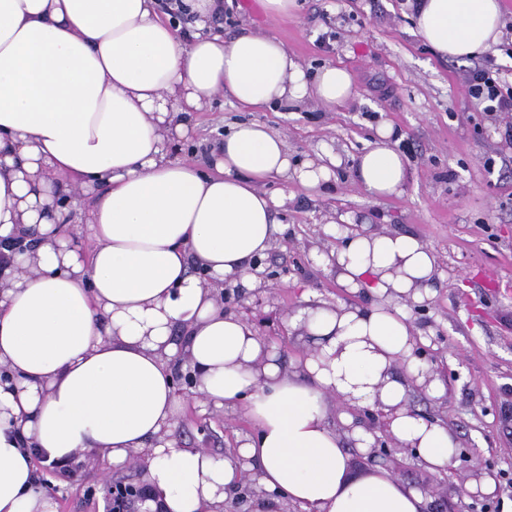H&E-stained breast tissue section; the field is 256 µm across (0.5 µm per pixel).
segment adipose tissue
<instances>
[{
    "label": "adipose tissue",
    "mask_w": 512,
    "mask_h": 512,
    "mask_svg": "<svg viewBox=\"0 0 512 512\" xmlns=\"http://www.w3.org/2000/svg\"><path fill=\"white\" fill-rule=\"evenodd\" d=\"M183 5L193 18L184 32L158 0H0V237L23 226L41 237L34 257L0 258V365L17 378L14 390L0 386V512H56L37 488L36 460L80 451L115 466L142 452L155 512L233 501L246 460L264 491L252 512H426L423 495L381 467L351 476L352 452L366 453L373 436L359 425L341 436L330 414L336 399L381 407L387 435L428 471L447 470L455 433L409 409L412 393L445 391L437 366L418 374L422 336L409 315L432 295L433 248L411 234L352 232L326 264L371 303L302 310L291 325L318 349L284 361L191 265L260 287L253 262L283 235L276 213L289 201L261 183L286 177L316 192L329 166L321 156L292 164L284 137L260 122L226 133L209 171L167 150L168 137L188 133L180 115L215 97L255 112L312 100L332 110L352 96V78L329 64L308 80L273 36L225 37L214 28L224 0ZM410 9L417 34L446 59L478 57L502 36L501 0H412ZM392 136L381 124L356 160L357 183L374 199L405 190ZM63 183L95 193L64 247ZM179 353L198 370L204 401L250 420L238 448L180 445Z\"/></svg>",
    "instance_id": "obj_1"
}]
</instances>
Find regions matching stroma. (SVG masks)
I'll return each instance as SVG.
<instances>
[{
    "label": "stroma",
    "mask_w": 512,
    "mask_h": 512,
    "mask_svg": "<svg viewBox=\"0 0 512 512\" xmlns=\"http://www.w3.org/2000/svg\"><path fill=\"white\" fill-rule=\"evenodd\" d=\"M244 29L287 42L308 75L330 63L344 67L354 94L332 111L310 102L293 112H252L219 97L185 116V158H208L233 126L257 121L284 135L293 162L323 151L336 159L326 192L285 178L266 184L267 193L293 196L277 212L287 231L262 260V286L241 289L230 311L292 359L315 344L288 325L300 309L367 301L340 288L324 262L341 240L328 221L424 240L436 253L438 278L431 299L411 317L427 340L426 362L444 359L448 368L442 398L416 392L410 404L446 422L461 453L434 474L401 450L389 469L408 487L424 489L432 512H512V140L505 135L512 116L483 111L469 98L465 74L473 61L434 53L415 34L407 0H297L295 15L284 18L267 17L254 0H233L224 9V34ZM383 122L408 161V182L402 196L375 201L356 183L355 160ZM488 157L495 160L489 169ZM250 430L233 409L214 413L204 427L186 413L177 427L185 447L220 455ZM77 461L72 476L43 472L58 488L63 512H105L102 498L87 497V486L103 472L115 480L136 475L88 452ZM477 468L493 474V492L475 491Z\"/></svg>",
    "instance_id": "35a3bbf8"
}]
</instances>
